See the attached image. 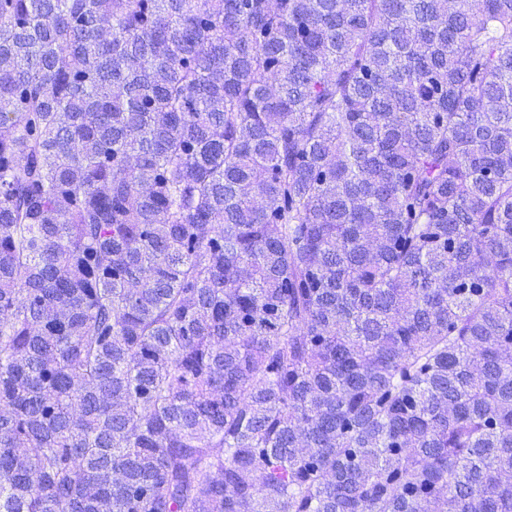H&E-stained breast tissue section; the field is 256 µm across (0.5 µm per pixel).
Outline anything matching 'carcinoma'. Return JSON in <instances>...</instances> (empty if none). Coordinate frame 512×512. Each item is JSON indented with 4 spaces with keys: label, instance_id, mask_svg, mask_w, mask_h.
Returning <instances> with one entry per match:
<instances>
[{
    "label": "carcinoma",
    "instance_id": "1",
    "mask_svg": "<svg viewBox=\"0 0 512 512\" xmlns=\"http://www.w3.org/2000/svg\"><path fill=\"white\" fill-rule=\"evenodd\" d=\"M0 512H512V0H0Z\"/></svg>",
    "mask_w": 512,
    "mask_h": 512
}]
</instances>
